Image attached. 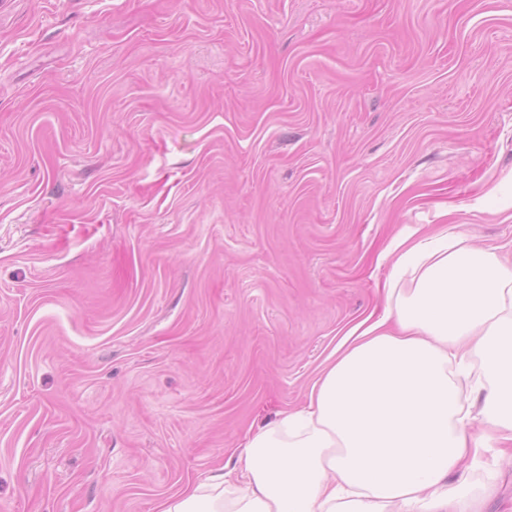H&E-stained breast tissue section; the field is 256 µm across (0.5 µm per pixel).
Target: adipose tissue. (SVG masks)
Wrapping results in <instances>:
<instances>
[{"mask_svg":"<svg viewBox=\"0 0 512 512\" xmlns=\"http://www.w3.org/2000/svg\"><path fill=\"white\" fill-rule=\"evenodd\" d=\"M385 309L350 327L308 405L248 431L237 466L159 512H478L449 474L512 445V266L456 227L399 235ZM482 358L483 439L468 431L449 359Z\"/></svg>","mask_w":512,"mask_h":512,"instance_id":"ef3b65f1","label":"adipose tissue"}]
</instances>
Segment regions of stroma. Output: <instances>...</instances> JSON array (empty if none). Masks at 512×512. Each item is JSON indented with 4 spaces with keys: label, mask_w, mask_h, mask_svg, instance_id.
Masks as SVG:
<instances>
[{
    "label": "stroma",
    "mask_w": 512,
    "mask_h": 512,
    "mask_svg": "<svg viewBox=\"0 0 512 512\" xmlns=\"http://www.w3.org/2000/svg\"><path fill=\"white\" fill-rule=\"evenodd\" d=\"M439 224L512 258V0H0V512L232 469Z\"/></svg>",
    "instance_id": "35a3bbf8"
}]
</instances>
